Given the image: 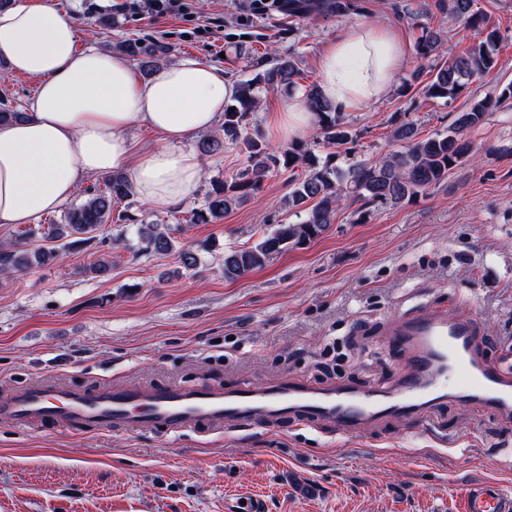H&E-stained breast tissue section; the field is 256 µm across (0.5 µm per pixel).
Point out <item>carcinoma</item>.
Masks as SVG:
<instances>
[{"label":"carcinoma","mask_w":512,"mask_h":512,"mask_svg":"<svg viewBox=\"0 0 512 512\" xmlns=\"http://www.w3.org/2000/svg\"><path fill=\"white\" fill-rule=\"evenodd\" d=\"M473 0H435L434 7L458 20L464 26L484 34V39L462 56L446 58L440 54L442 32L415 23L419 36L415 41L417 59L431 60L433 64L421 66L406 79L401 95L419 88L427 99L455 100L468 88L469 81L490 72L496 66V46L503 36L498 28L489 24L486 16L472 11ZM279 13L306 18L322 12L348 16L357 10L354 0H280L274 5ZM125 53L141 61L145 70H151L152 60L159 48L139 44L137 39L122 43ZM430 80L419 85L423 74ZM300 68L296 56H274L267 60L265 69L240 79L232 97L224 104V139L207 136L201 141L203 153L219 151L223 143L244 147L248 165L231 178L215 186L206 197L202 208L193 213L196 224H209L224 217L229 209L245 202L252 191L269 177L275 167L293 169L306 162L308 170L295 180L288 195V209L305 212L297 224H278L259 242L241 249L232 248L224 253V278L235 280L273 261L289 247L301 246L322 235L336 216V205L341 196L367 204L398 203L414 197L431 187L444 183L450 170L466 160L472 151L466 139L468 131L480 126L489 112L512 99V85L503 88L495 97L487 96L475 101L460 115L448 134L420 138L414 124L407 122L393 130L392 138L401 149L387 154L374 163L358 162L343 169L338 166L319 167L308 161L307 150L293 144L274 160L268 156L263 143L247 132V119L258 111L262 92L276 85L293 88L297 85ZM308 108L318 117V130L330 145L343 146L351 136L346 129L342 113L336 105L326 101L319 87L305 90ZM235 111H230V108ZM130 196L127 180L121 174H112L103 186L88 192L87 198L64 211L60 222L47 225L44 237L61 242V248H39L33 252L26 248L32 232L21 234L9 247L0 246V275L10 274L34 265L43 266L55 261L60 250L71 251L92 240L90 234L112 221V211ZM139 232L163 256L176 255L186 270L196 267L198 257L193 250L177 246L160 224H143Z\"/></svg>","instance_id":"carcinoma-1"}]
</instances>
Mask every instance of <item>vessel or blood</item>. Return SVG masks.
Returning <instances> with one entry per match:
<instances>
[{"label":"vessel or blood","mask_w":512,"mask_h":512,"mask_svg":"<svg viewBox=\"0 0 512 512\" xmlns=\"http://www.w3.org/2000/svg\"><path fill=\"white\" fill-rule=\"evenodd\" d=\"M473 316L429 306L388 328V344L404 363L389 388H360L341 380L324 387L288 381L254 389L245 385L122 387L76 390L57 382L31 385L0 398V421L43 423L66 431L123 427L135 432H220L258 424H321L342 437L391 419L428 426L448 401H479L512 421V364L483 353ZM465 512H512V495L492 482L470 485Z\"/></svg>","instance_id":"obj_1"}]
</instances>
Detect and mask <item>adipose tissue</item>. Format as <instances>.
Wrapping results in <instances>:
<instances>
[{
  "mask_svg": "<svg viewBox=\"0 0 512 512\" xmlns=\"http://www.w3.org/2000/svg\"><path fill=\"white\" fill-rule=\"evenodd\" d=\"M408 52L384 25L351 28L329 41L320 90L344 110L384 96ZM37 81L22 119L0 125V225L29 224L53 212L90 176L123 173L145 204L168 208L200 182V157L184 142L211 130L233 87L223 69L197 59L158 65L147 79L107 51L78 49L73 22L46 0H15L0 10V78ZM317 123L303 94L285 95L267 126L284 140ZM149 128L157 143H139Z\"/></svg>",
  "mask_w": 512,
  "mask_h": 512,
  "instance_id": "obj_1",
  "label": "adipose tissue"
}]
</instances>
